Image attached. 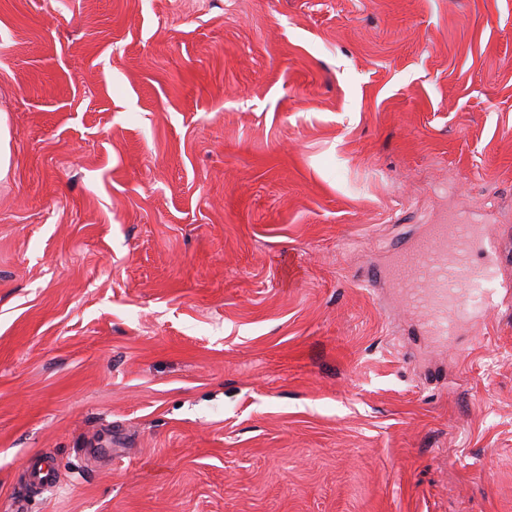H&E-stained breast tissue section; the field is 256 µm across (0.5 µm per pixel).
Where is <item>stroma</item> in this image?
I'll use <instances>...</instances> for the list:
<instances>
[{
  "instance_id": "obj_1",
  "label": "stroma",
  "mask_w": 512,
  "mask_h": 512,
  "mask_svg": "<svg viewBox=\"0 0 512 512\" xmlns=\"http://www.w3.org/2000/svg\"><path fill=\"white\" fill-rule=\"evenodd\" d=\"M0 114V503L512 512V260L366 276L512 242V0H0ZM500 255V241L489 228L479 231L466 219L457 216L444 224H431L412 246L395 250V259L380 275H387L394 288L410 305L429 301L435 308L427 328L435 336L447 337L457 331V321H472L478 315L465 306L464 288H472L491 273L492 265L478 266L469 256L475 247ZM424 280L430 292L422 297L412 288Z\"/></svg>"
}]
</instances>
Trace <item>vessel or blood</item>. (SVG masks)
I'll use <instances>...</instances> for the list:
<instances>
[{"instance_id":"vessel-or-blood-1","label":"vessel or blood","mask_w":512,"mask_h":512,"mask_svg":"<svg viewBox=\"0 0 512 512\" xmlns=\"http://www.w3.org/2000/svg\"><path fill=\"white\" fill-rule=\"evenodd\" d=\"M478 247L496 254L500 251V241L490 229H477L459 216L444 224L429 225L412 246L396 250L386 274L408 304L430 302L434 314L428 328L433 335H454L458 322L476 318V311L465 305L463 291L484 281L491 273L490 267L471 262L470 255ZM417 280L428 283L427 296L413 290Z\"/></svg>"}]
</instances>
